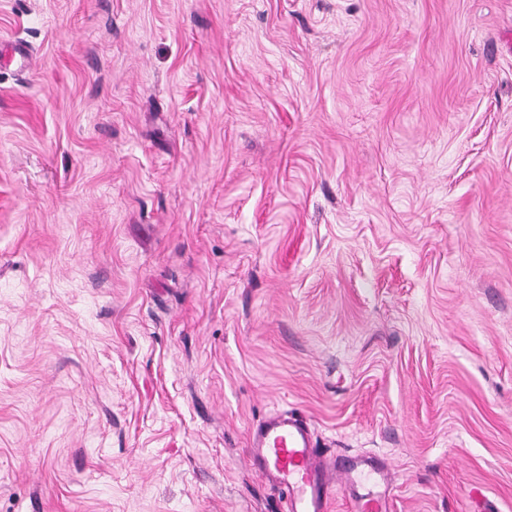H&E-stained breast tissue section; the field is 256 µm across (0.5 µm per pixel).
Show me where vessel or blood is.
Returning a JSON list of instances; mask_svg holds the SVG:
<instances>
[{"label": "vessel or blood", "mask_w": 512, "mask_h": 512, "mask_svg": "<svg viewBox=\"0 0 512 512\" xmlns=\"http://www.w3.org/2000/svg\"><path fill=\"white\" fill-rule=\"evenodd\" d=\"M248 456L258 473L280 490L284 512H331L339 488L377 472L362 457L340 462L325 457L307 423L284 412L251 426Z\"/></svg>", "instance_id": "obj_1"}]
</instances>
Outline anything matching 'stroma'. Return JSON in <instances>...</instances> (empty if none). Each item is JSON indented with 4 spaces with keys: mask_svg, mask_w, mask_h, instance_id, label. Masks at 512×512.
Listing matches in <instances>:
<instances>
[{
    "mask_svg": "<svg viewBox=\"0 0 512 512\" xmlns=\"http://www.w3.org/2000/svg\"><path fill=\"white\" fill-rule=\"evenodd\" d=\"M0 512H512V0H0ZM247 446L258 473L280 490L283 512H331L339 488L356 476L383 473L362 457L340 462L325 457L307 423L288 412H273L252 425Z\"/></svg>",
    "mask_w": 512,
    "mask_h": 512,
    "instance_id": "1",
    "label": "stroma"
}]
</instances>
